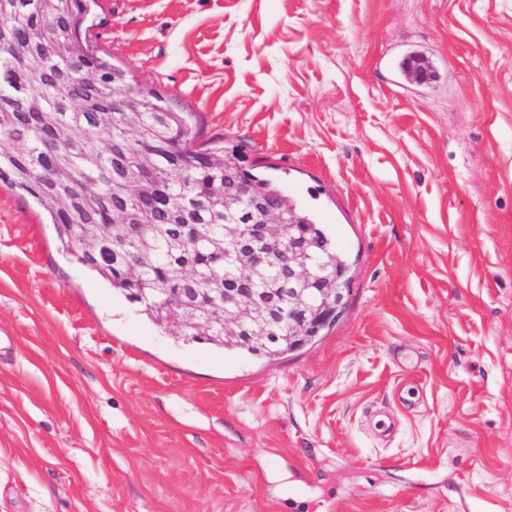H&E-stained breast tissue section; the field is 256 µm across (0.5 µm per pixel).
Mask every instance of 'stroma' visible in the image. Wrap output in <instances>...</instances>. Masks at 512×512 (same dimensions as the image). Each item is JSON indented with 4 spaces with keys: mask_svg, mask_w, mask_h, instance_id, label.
I'll use <instances>...</instances> for the list:
<instances>
[{
    "mask_svg": "<svg viewBox=\"0 0 512 512\" xmlns=\"http://www.w3.org/2000/svg\"><path fill=\"white\" fill-rule=\"evenodd\" d=\"M89 5L102 54L274 167L353 278L315 343L225 354L0 184V512H512V0Z\"/></svg>",
    "mask_w": 512,
    "mask_h": 512,
    "instance_id": "stroma-1",
    "label": "stroma"
}]
</instances>
